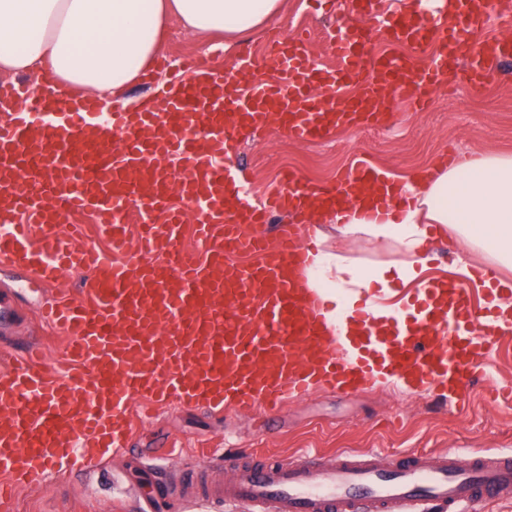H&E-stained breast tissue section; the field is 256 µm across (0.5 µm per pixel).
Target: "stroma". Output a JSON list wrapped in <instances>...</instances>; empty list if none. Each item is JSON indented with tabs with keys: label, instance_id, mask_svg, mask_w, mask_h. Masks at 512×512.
I'll return each mask as SVG.
<instances>
[{
	"label": "stroma",
	"instance_id": "35a3bbf8",
	"mask_svg": "<svg viewBox=\"0 0 512 512\" xmlns=\"http://www.w3.org/2000/svg\"><path fill=\"white\" fill-rule=\"evenodd\" d=\"M349 0H284L281 12L256 31L233 40H215L206 47L201 37L185 29L177 17L167 22L160 57L178 63L193 56L205 68L228 71L237 58L250 54L254 76L271 80L263 64L266 41L276 31L303 36L311 55L323 65H335L330 38L337 25L352 22ZM456 157L497 154L512 157V79L493 80L481 87L466 86L460 93L440 87L422 107H408L395 95L385 125L343 128L325 141L298 144L273 128H260L244 136L237 157L255 194L279 185L284 172L296 174L301 185L335 182L358 160L408 182L418 171ZM324 249L346 262L369 266L404 261L405 253L391 240L342 238L333 225L322 227ZM462 250L450 232L432 235L426 245L430 258L425 277L453 271ZM15 291L19 315L12 336L41 339L49 363H57L63 345L49 334L38 318L47 299L25 271L0 263V289ZM477 385L465 412L451 407V395L437 388L407 389L383 382L349 393L314 389L292 400L265 422L258 410H231L224 416L205 406L183 408L174 404L153 407L147 416L134 418L128 447L92 459L84 471L71 473L52 465L45 482L22 487L13 512H111L113 502L139 506L149 489L138 477L141 465L151 462L155 448L169 449L163 465L169 477L205 468L211 455H252L281 462L296 450L319 448H373L380 465L396 457L450 450L461 458L475 454L512 451V396H498Z\"/></svg>",
	"mask_w": 512,
	"mask_h": 512
}]
</instances>
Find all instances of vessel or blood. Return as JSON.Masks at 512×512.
<instances>
[{
	"instance_id": "1",
	"label": "vessel or blood",
	"mask_w": 512,
	"mask_h": 512,
	"mask_svg": "<svg viewBox=\"0 0 512 512\" xmlns=\"http://www.w3.org/2000/svg\"><path fill=\"white\" fill-rule=\"evenodd\" d=\"M431 4L432 14L399 12L383 27L389 45L410 46L414 58L392 51L373 68L366 34L353 28L333 45L339 67L314 64L305 43L285 35L264 57L273 81H255L245 53L232 72L178 78L177 94L134 111L87 98L61 112L27 85L0 84V103L26 104L0 117V259L45 284L70 271L84 276L75 294L42 311L65 341V374L47 369L28 338L0 353L9 363L0 372V492L42 482L50 463L75 467L126 447L140 404L272 413L310 389H357L383 375L421 386L444 376L466 396L497 338L491 310L477 309L446 277L441 287L416 289L385 321L366 302L349 311L345 321L361 337L347 349L328 336L320 297L301 286L306 225L256 231L300 209L295 175L256 200L234 164L243 131L268 126L295 142L324 141L342 126L385 123L394 91L420 102L450 79L489 82L512 58V40L489 32L493 18L512 17V0ZM320 86L342 90L339 103L321 106ZM377 177L368 165L349 169L317 187L316 199L333 207ZM174 184L193 209L198 250L180 245V213L152 221ZM134 207L143 221L135 237L126 222ZM87 210L124 261L79 231L61 235L59 216ZM233 252L260 260L228 275L224 256ZM224 466L231 480L204 468L176 490L150 471L144 512L177 493L256 512H464L512 499V452L467 462L450 451L421 453L391 470L371 449L308 450L289 463L228 458Z\"/></svg>"
}]
</instances>
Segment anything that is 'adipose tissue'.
Instances as JSON below:
<instances>
[{
  "label": "adipose tissue",
  "instance_id": "adipose-tissue-1",
  "mask_svg": "<svg viewBox=\"0 0 512 512\" xmlns=\"http://www.w3.org/2000/svg\"><path fill=\"white\" fill-rule=\"evenodd\" d=\"M280 7L281 0H0V72L40 76L36 92L62 109L88 96L108 101L153 65L169 15L201 34H243ZM409 190L410 204L400 210L372 216L351 202L328 216L311 215L315 225L335 222L346 238L395 240L409 256L363 268L320 247L309 251L305 285L321 298L327 327L365 298L386 316L380 299L392 281H421L422 246L434 224L512 268V158L482 154L434 166Z\"/></svg>",
  "mask_w": 512,
  "mask_h": 512
}]
</instances>
